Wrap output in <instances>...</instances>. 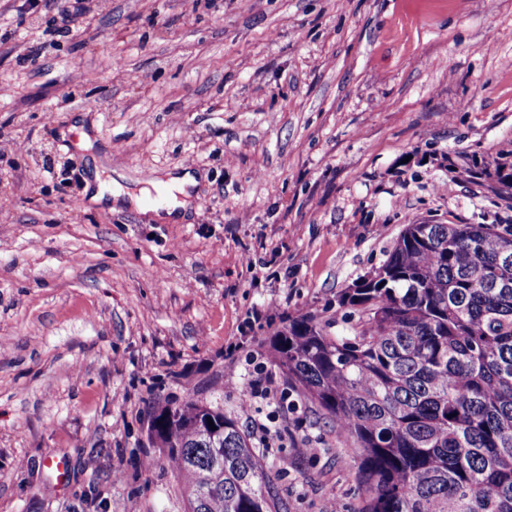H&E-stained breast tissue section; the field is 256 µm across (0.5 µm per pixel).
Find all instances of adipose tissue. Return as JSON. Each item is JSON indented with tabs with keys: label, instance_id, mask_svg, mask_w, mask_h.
<instances>
[{
	"label": "adipose tissue",
	"instance_id": "ef3b65f1",
	"mask_svg": "<svg viewBox=\"0 0 512 512\" xmlns=\"http://www.w3.org/2000/svg\"><path fill=\"white\" fill-rule=\"evenodd\" d=\"M196 179L190 173H182L179 175L168 176L167 179L151 180L149 186L141 188L139 192L131 193L125 191L118 181H106L101 176H93L92 180L87 182L85 186L86 192L92 203L103 204L106 202L121 203L135 207L138 210H145V199L149 196L151 190H163L168 195V202L164 210H152V217L166 215L173 218L178 216L180 209L185 208L184 198L187 194L188 187L194 186Z\"/></svg>",
	"mask_w": 512,
	"mask_h": 512
}]
</instances>
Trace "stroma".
Segmentation results:
<instances>
[{
  "label": "stroma",
  "mask_w": 512,
  "mask_h": 512,
  "mask_svg": "<svg viewBox=\"0 0 512 512\" xmlns=\"http://www.w3.org/2000/svg\"><path fill=\"white\" fill-rule=\"evenodd\" d=\"M72 5L0 0V512H184L148 421L189 399L285 512H358L353 444L268 343L348 333L406 225L512 224V180L470 172L512 176V0H96L52 36ZM94 153L129 189L195 175L185 218L89 204ZM74 6V12L72 14L69 11H65L59 16L57 20H53L54 28L51 31L53 34L66 37L72 32H76L73 25L74 20L77 17L88 15L92 12L91 0H76Z\"/></svg>",
  "instance_id": "stroma-1"
}]
</instances>
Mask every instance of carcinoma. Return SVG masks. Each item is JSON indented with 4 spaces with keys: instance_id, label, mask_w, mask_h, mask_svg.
Wrapping results in <instances>:
<instances>
[{
    "instance_id": "1",
    "label": "carcinoma",
    "mask_w": 512,
    "mask_h": 512,
    "mask_svg": "<svg viewBox=\"0 0 512 512\" xmlns=\"http://www.w3.org/2000/svg\"><path fill=\"white\" fill-rule=\"evenodd\" d=\"M379 270L339 296L348 334L290 319L275 365L357 449L360 512H512V227L409 224ZM150 423L185 512H280L222 409Z\"/></svg>"
}]
</instances>
